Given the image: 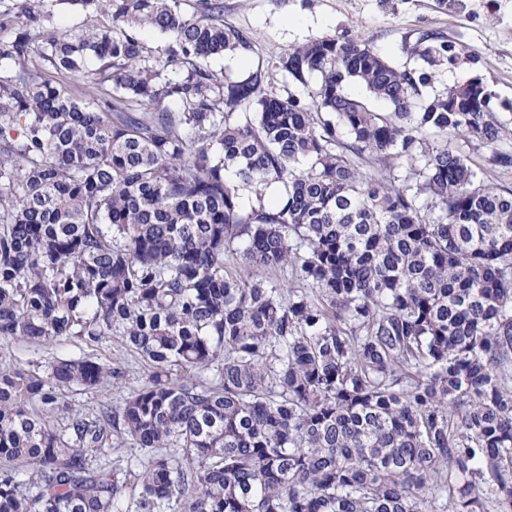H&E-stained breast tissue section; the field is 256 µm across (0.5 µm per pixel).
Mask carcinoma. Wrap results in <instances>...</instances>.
<instances>
[{"label":"carcinoma","mask_w":512,"mask_h":512,"mask_svg":"<svg viewBox=\"0 0 512 512\" xmlns=\"http://www.w3.org/2000/svg\"><path fill=\"white\" fill-rule=\"evenodd\" d=\"M68 2L111 23L0 19V337L114 336L148 374L86 413L112 363L0 369V512H512V151L482 83L428 94L324 37L275 66L317 77L302 99L208 69L251 50L224 0ZM90 58L97 108L58 79ZM118 439L139 472L94 464Z\"/></svg>","instance_id":"1"}]
</instances>
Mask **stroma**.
Here are the masks:
<instances>
[{"label": "stroma", "instance_id": "35a3bbf8", "mask_svg": "<svg viewBox=\"0 0 512 512\" xmlns=\"http://www.w3.org/2000/svg\"><path fill=\"white\" fill-rule=\"evenodd\" d=\"M224 22L251 41L247 54L209 63L211 70L233 79L272 68L283 53L327 35L353 36L393 64L417 68L421 62L410 56V47L420 32H439L460 56L437 67L435 89L481 81L506 129L503 142L512 146V0H448L444 6L437 0H224ZM83 352L73 341L0 339V367L45 366ZM101 354L124 376L117 384L70 395L74 409L117 404L146 379L144 363L118 339L105 342Z\"/></svg>", "mask_w": 512, "mask_h": 512}]
</instances>
